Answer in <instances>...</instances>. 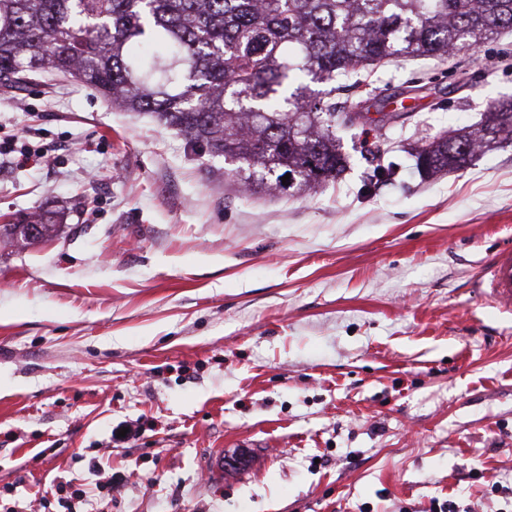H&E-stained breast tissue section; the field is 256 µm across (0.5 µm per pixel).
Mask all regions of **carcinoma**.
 Segmentation results:
<instances>
[{"label": "carcinoma", "instance_id": "carcinoma-1", "mask_svg": "<svg viewBox=\"0 0 512 512\" xmlns=\"http://www.w3.org/2000/svg\"><path fill=\"white\" fill-rule=\"evenodd\" d=\"M512 30V0H0V87L42 74L75 78L126 112L176 130L232 166L252 193L314 191L346 170L336 129L364 118L336 108V91L373 84L400 58L464 56ZM157 43L146 62L128 53ZM512 143V100L489 103L476 125L414 147L420 175L459 171ZM392 143L370 151L372 173ZM290 175L289 185L282 176ZM0 236L28 245L53 237L41 213Z\"/></svg>", "mask_w": 512, "mask_h": 512}]
</instances>
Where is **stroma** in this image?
Here are the masks:
<instances>
[{"instance_id": "obj_1", "label": "stroma", "mask_w": 512, "mask_h": 512, "mask_svg": "<svg viewBox=\"0 0 512 512\" xmlns=\"http://www.w3.org/2000/svg\"><path fill=\"white\" fill-rule=\"evenodd\" d=\"M377 76L394 180L367 129L301 198L77 81L0 89V225L59 226L0 240V508L62 512L103 469L102 512H512V310L474 286L512 247V143L409 156L512 98V32ZM388 140V137H386ZM383 140L382 142L379 141V145H376L375 150H369L371 157V163L375 166L372 170V176L376 178H388L390 179L392 176L395 175L397 170V165L389 161L386 165L383 164V160L385 155L392 152V143L388 140ZM29 217L30 224H7L3 232L2 229L0 230V236L21 245L47 241L53 237L57 224H49L48 219L42 213L34 212ZM31 223L39 227L35 235L28 232Z\"/></svg>"}]
</instances>
